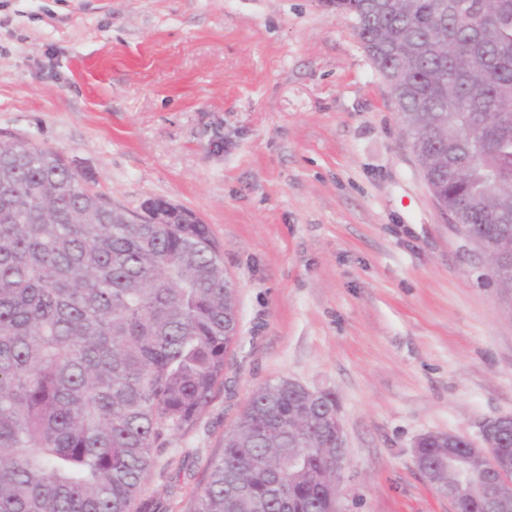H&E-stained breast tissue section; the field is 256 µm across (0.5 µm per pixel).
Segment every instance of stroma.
Returning a JSON list of instances; mask_svg holds the SVG:
<instances>
[{
  "instance_id": "1",
  "label": "stroma",
  "mask_w": 512,
  "mask_h": 512,
  "mask_svg": "<svg viewBox=\"0 0 512 512\" xmlns=\"http://www.w3.org/2000/svg\"><path fill=\"white\" fill-rule=\"evenodd\" d=\"M0 139L76 161L133 213L209 224L235 285L224 385L157 452L187 512L257 389L335 395L340 512H449L423 435L512 415V297L437 208L397 101L320 0H0Z\"/></svg>"
}]
</instances>
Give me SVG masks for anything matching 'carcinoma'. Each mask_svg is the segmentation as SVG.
Listing matches in <instances>:
<instances>
[{"label":"carcinoma","instance_id":"1","mask_svg":"<svg viewBox=\"0 0 512 512\" xmlns=\"http://www.w3.org/2000/svg\"><path fill=\"white\" fill-rule=\"evenodd\" d=\"M322 2L402 87L442 210L512 266V0ZM125 213L62 153L0 139V512H142L161 440L224 383L236 294L209 225ZM336 405L286 379L255 391L189 512H336ZM465 447L424 437L433 485Z\"/></svg>","mask_w":512,"mask_h":512}]
</instances>
